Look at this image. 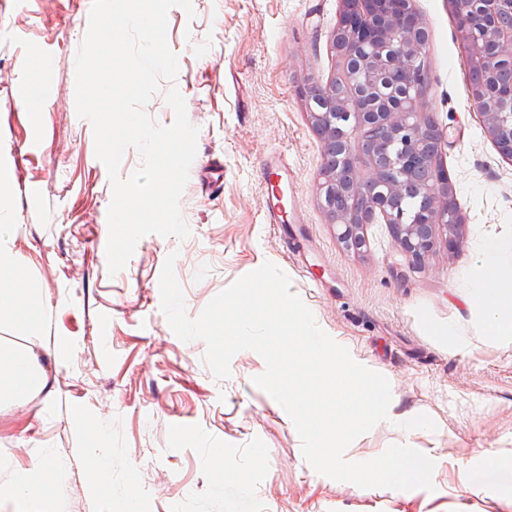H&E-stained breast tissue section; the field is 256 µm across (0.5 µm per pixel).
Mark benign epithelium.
Masks as SVG:
<instances>
[{
  "instance_id": "7a95c632",
  "label": "benign epithelium",
  "mask_w": 512,
  "mask_h": 512,
  "mask_svg": "<svg viewBox=\"0 0 512 512\" xmlns=\"http://www.w3.org/2000/svg\"><path fill=\"white\" fill-rule=\"evenodd\" d=\"M402 0H342V12L354 8L349 38L342 49L344 66L363 72L365 83L349 76L345 86L349 98H369L381 103L377 112L336 113V90L326 98L330 106L308 112L313 129L322 136L323 168L319 173L322 206L338 227V239L355 252L367 245L364 225L382 222L409 259L419 269L425 257L440 241L455 249L461 244L460 228L464 216L454 197L448 174L435 167L432 174L417 184L432 201L427 215L413 224L383 205L386 194L372 198V191L383 187L396 191V179L408 178L420 166L419 146L430 138L439 150L443 131L425 113L426 90L404 94L397 89L396 78L411 84L428 85L424 77L425 45L413 38V32L425 30L417 12H412L411 29L402 26L399 16ZM455 22L465 29L468 52L480 56L491 44L512 57V20L500 18L504 8L512 10V0H452ZM477 112L483 118L488 136L500 154L512 159V88L507 92L473 96ZM345 118L344 141L336 146L327 134L336 130V116ZM371 169L365 177L361 166Z\"/></svg>"
}]
</instances>
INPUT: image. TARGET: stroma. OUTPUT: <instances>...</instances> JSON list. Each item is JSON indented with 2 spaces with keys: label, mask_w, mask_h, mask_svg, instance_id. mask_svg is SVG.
<instances>
[{
  "label": "stroma",
  "mask_w": 512,
  "mask_h": 512,
  "mask_svg": "<svg viewBox=\"0 0 512 512\" xmlns=\"http://www.w3.org/2000/svg\"><path fill=\"white\" fill-rule=\"evenodd\" d=\"M91 7L0 0V233L45 297L39 331L2 324L0 343L33 348L47 377L42 392L0 402V512H38L8 489L52 457L69 469L51 512H115L122 495L136 512H512V335L488 334L475 297L485 239L512 242V160L473 105L448 0L414 7L463 243L438 244L415 270L385 224L366 225V247L347 250L319 199L323 145L299 90L336 75L341 0H192V12L168 13L178 74L145 107L171 125L165 94L177 88L199 130L180 200L191 235H147L109 274L110 176L75 105ZM40 69L53 93L33 112L25 100ZM275 153L288 159L284 235L263 221ZM172 253L192 317L262 263L282 269L318 325L391 384L388 420L345 460L409 445L434 461L433 490L364 489L315 472L290 417L252 382L265 369L259 354L239 352L220 380L204 342L171 330L158 283ZM411 417L419 427L397 428ZM101 426L111 443L103 489L85 479Z\"/></svg>",
  "instance_id": "35a3bbf8"
}]
</instances>
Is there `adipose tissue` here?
Wrapping results in <instances>:
<instances>
[{
    "mask_svg": "<svg viewBox=\"0 0 512 512\" xmlns=\"http://www.w3.org/2000/svg\"><path fill=\"white\" fill-rule=\"evenodd\" d=\"M503 246L488 240L482 260V272H494L492 287H478L476 298L486 313L491 334H512V269L504 268ZM44 309L41 288L26 283L23 265L4 238L0 237V324L11 323L28 333L37 332ZM46 386L39 357L28 347L0 345V400L21 399ZM66 471L64 461L52 459L36 472L17 474L11 496L47 501L61 484Z\"/></svg>",
    "mask_w": 512,
    "mask_h": 512,
    "instance_id": "obj_1",
    "label": "adipose tissue"
}]
</instances>
